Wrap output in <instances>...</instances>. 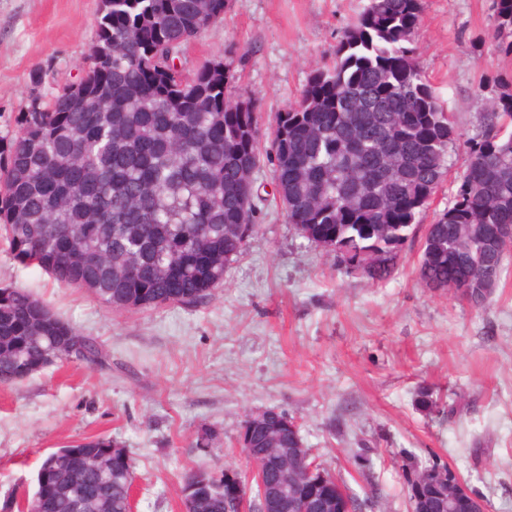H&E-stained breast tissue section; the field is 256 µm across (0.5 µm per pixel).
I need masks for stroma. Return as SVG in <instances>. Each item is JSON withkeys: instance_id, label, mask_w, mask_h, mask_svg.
Instances as JSON below:
<instances>
[{"instance_id": "35a3bbf8", "label": "stroma", "mask_w": 512, "mask_h": 512, "mask_svg": "<svg viewBox=\"0 0 512 512\" xmlns=\"http://www.w3.org/2000/svg\"><path fill=\"white\" fill-rule=\"evenodd\" d=\"M365 2L230 0L176 64L191 73L232 54V91L259 99L267 128L313 70L333 65ZM99 4L0 0V136L16 129L31 71L43 70L49 94L76 81ZM494 27L492 0H423L418 61L458 135L422 224L452 200L488 102L512 79ZM272 177L267 163L255 173L256 231L196 307L115 310L22 266L0 242V285L30 292L107 354L0 384V503L33 493L49 452L100 438L133 461L134 512H182L185 476L247 470L245 416L276 409L298 422L304 446L345 480L361 512H410L404 473L432 460L455 469L486 512H512V254L481 309L421 287L416 243L394 278L374 283L297 235ZM425 392L436 407L421 406ZM204 430L205 454L194 446Z\"/></svg>"}]
</instances>
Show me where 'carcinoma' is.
Segmentation results:
<instances>
[{"mask_svg":"<svg viewBox=\"0 0 512 512\" xmlns=\"http://www.w3.org/2000/svg\"><path fill=\"white\" fill-rule=\"evenodd\" d=\"M229 0H102L96 38L78 81L42 92L39 110L15 118L0 137V235L20 263L63 286L85 288L115 309L196 306L210 300L254 230L250 175L273 166L288 223L310 243L353 260L376 252L359 275L391 278L416 216L448 172L457 135L417 49L422 0H367L336 44V63L318 69L300 98L275 118L260 147V105L232 96L233 62L219 56L191 78L175 60L182 47L219 22ZM497 30L512 28V0H493ZM500 224H512V90L484 116L481 137L453 200L425 230L433 250L417 275L433 291L471 272L499 281ZM79 333L28 291L0 286V382L28 378ZM102 455L116 441L84 442ZM238 472L205 470L183 480L181 499L199 512H224ZM316 501L328 512L360 503L344 481L325 473ZM133 469L56 471L57 512L90 489L83 512H127Z\"/></svg>","mask_w":512,"mask_h":512,"instance_id":"cac0c4a2","label":"carcinoma"}]
</instances>
